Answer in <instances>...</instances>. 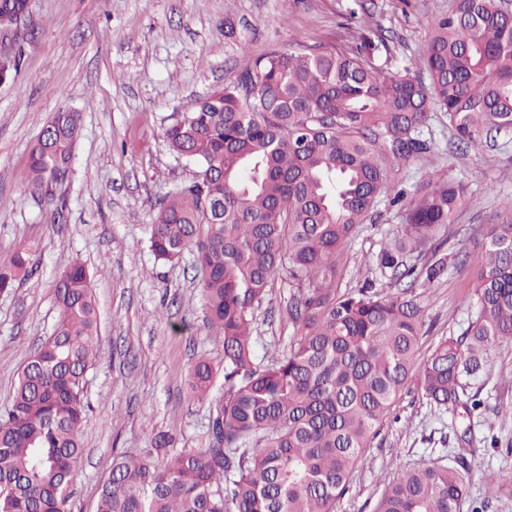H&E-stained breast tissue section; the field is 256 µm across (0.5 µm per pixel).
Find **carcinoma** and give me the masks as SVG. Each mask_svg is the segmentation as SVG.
Returning a JSON list of instances; mask_svg holds the SVG:
<instances>
[{
  "label": "carcinoma",
  "mask_w": 512,
  "mask_h": 512,
  "mask_svg": "<svg viewBox=\"0 0 512 512\" xmlns=\"http://www.w3.org/2000/svg\"><path fill=\"white\" fill-rule=\"evenodd\" d=\"M19 13L33 26L27 0H0V15ZM384 48L364 32L355 54L314 46L259 55L166 128L195 179L159 203L149 247L158 261L192 252L207 324L224 337L223 389L211 364L197 361L189 388L209 406L204 447L154 462L115 457L96 512H335L409 379L439 411L471 416L484 407L469 378L488 369L491 350L512 344L511 221L487 225L477 249L461 252L477 317L422 359L423 297L448 269L441 232L467 199L464 183L430 172L406 205L403 230L375 256L377 270L406 282L396 293L371 281L343 291L336 275L379 198L404 200L391 165L430 154L419 129L432 107L448 113L467 149L512 130V17L500 0H452L431 22L426 83L408 65L375 66ZM79 130L78 113H54L29 151L32 191L53 195ZM431 241L433 258L411 265ZM32 268L28 248L0 259V292ZM279 276L292 288L293 336L264 364L254 313ZM55 303L54 327L0 417V512H69L86 375L98 359L97 307L82 264L58 270ZM470 476L463 456L401 466L375 512H462ZM486 480L496 497L512 496L511 471Z\"/></svg>",
  "instance_id": "cac0c4a2"
}]
</instances>
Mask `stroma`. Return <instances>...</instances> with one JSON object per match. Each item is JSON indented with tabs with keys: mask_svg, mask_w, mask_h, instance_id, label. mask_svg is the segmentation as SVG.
Wrapping results in <instances>:
<instances>
[{
	"mask_svg": "<svg viewBox=\"0 0 512 512\" xmlns=\"http://www.w3.org/2000/svg\"><path fill=\"white\" fill-rule=\"evenodd\" d=\"M451 0H29L35 29L0 34V57H19L0 84V258L31 248L33 269L0 294V412L18 372L57 319L53 280L71 262L85 266L99 319V359L88 371L82 464L71 512H95L112 458H156L165 432L174 450L205 444L209 408L191 401L188 374L199 359L224 366L223 338L206 325L191 254L155 260L146 226L160 200L193 181L166 128L198 98L234 77L250 57L295 50L297 42L351 50L360 32L379 36L376 66L421 71L430 23ZM234 18L235 36L224 22ZM80 115L68 180L47 198L28 187L29 150L54 112ZM435 169L464 180L471 195L446 230L447 251L475 249L484 225L512 216V131L491 134L479 151L460 149L448 115L432 109L421 128ZM404 207L380 198L337 270L342 288L372 280L393 292L373 257L400 231ZM287 283L275 282L256 312V353L286 350L293 332ZM421 354L459 334L477 316L469 268L457 265L428 291ZM490 375L477 380L487 408L466 421L427 406L409 381L354 472L336 512H374L397 465L464 455L471 498L484 475L512 471V345L492 350Z\"/></svg>",
	"mask_w": 512,
	"mask_h": 512,
	"instance_id": "35a3bbf8",
	"label": "stroma"
}]
</instances>
